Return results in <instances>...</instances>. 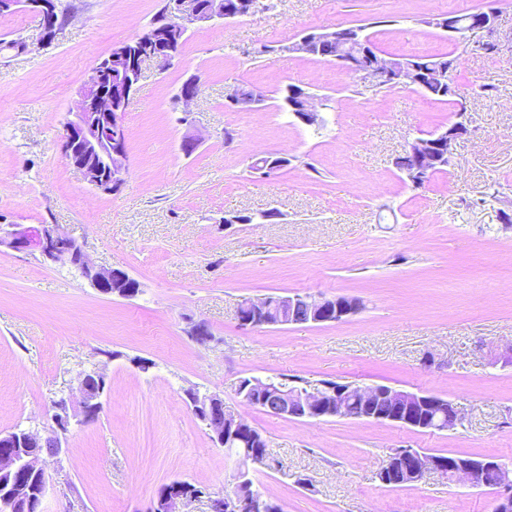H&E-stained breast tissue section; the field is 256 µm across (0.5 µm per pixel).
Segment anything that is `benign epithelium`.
I'll list each match as a JSON object with an SVG mask.
<instances>
[{
	"label": "benign epithelium",
	"mask_w": 512,
	"mask_h": 512,
	"mask_svg": "<svg viewBox=\"0 0 512 512\" xmlns=\"http://www.w3.org/2000/svg\"><path fill=\"white\" fill-rule=\"evenodd\" d=\"M47 17L56 13V0H0V14L14 12L18 7ZM262 4L258 0H239L238 9L224 8L223 0H212L210 8L203 12L195 0H168L169 26L165 39H157L156 31L147 29L137 38L114 46L103 59L95 61L78 92L75 110L69 112L59 138V150L69 165L75 168L94 191L115 195L123 188L128 174L127 136L124 124L127 112L138 91L143 65L154 62L160 68L168 66L180 45L194 26L224 24L254 13ZM428 25L448 34L460 43L467 42V35L481 32L485 41L481 48L493 51L497 48L495 33L498 29V11L475 12L467 17L457 13L441 14L427 19ZM336 44V54L326 57L343 67L342 56L348 52L368 59L362 71L363 82L379 87L388 80H400L413 87L435 89L448 98L457 95L450 74L455 59L449 57L419 70L408 60L386 59L365 39L358 36L353 27L338 31H310L289 45L293 53L320 54L326 43ZM288 111L306 126L322 122L313 97L303 91L291 90ZM465 109L456 113V120L448 127L437 130L425 138H417L408 145V152L416 157L414 169L404 172L407 181L415 189L425 186L438 167L451 163L455 143L471 132L464 119ZM290 164L284 155L272 154L255 170L265 176L282 170ZM15 252H37L50 264L70 266L89 281L98 292L107 296L131 299L140 293L141 285L130 274L119 268L94 264L83 246L69 234L50 224H10L0 227V247ZM359 307L341 296L320 295H268L245 300L237 311L239 324L244 328L286 326L299 322H341L355 315ZM107 392L105 374L90 371L79 377V401L73 395H62L52 401L46 410L48 427L43 432L15 429L0 433V508L5 512H42L47 490V473L42 465L44 457L38 446L47 438L54 442L50 457L62 453L64 437L72 425H86L95 421L104 409L103 399ZM236 394L250 405L265 406L276 415L295 419H323L342 417L435 430V410L448 408V416L461 417L458 407L450 400L434 394L399 390L385 385L359 387L347 383L324 381L313 388L303 381L280 376L270 378H242ZM185 403L192 413L207 423L213 433L212 440L220 448L233 442L247 446L240 461L262 465L266 458L249 449L258 438L245 420L225 411L220 419L213 412L224 408V400L217 394L201 395L185 390ZM408 458L399 453L387 460L379 471L382 483L410 485L418 483L430 474L445 478L465 480L470 486H483L482 472L488 467H498L503 480L495 491L496 512H512V468L492 457L448 458L416 455L412 468L400 470L402 460ZM206 495V489L188 480H172L159 487L147 512H182L181 507ZM275 499L256 495L249 478V469L242 465L233 475V487L225 495V512H271Z\"/></svg>",
	"instance_id": "benign-epithelium-1"
}]
</instances>
